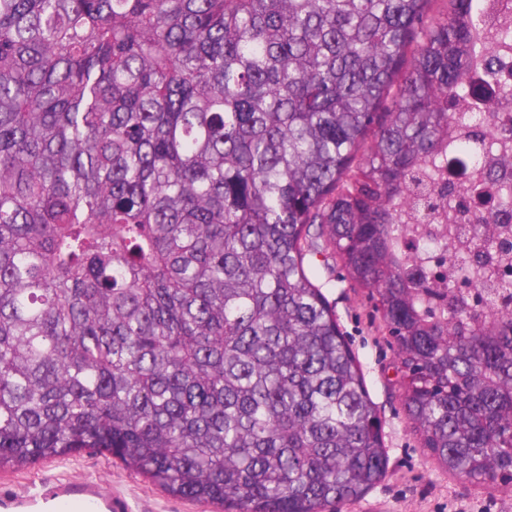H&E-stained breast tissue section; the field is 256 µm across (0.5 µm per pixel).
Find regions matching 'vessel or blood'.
<instances>
[{"mask_svg":"<svg viewBox=\"0 0 512 512\" xmlns=\"http://www.w3.org/2000/svg\"><path fill=\"white\" fill-rule=\"evenodd\" d=\"M111 493L88 481L66 480L0 497V512H115Z\"/></svg>","mask_w":512,"mask_h":512,"instance_id":"vessel-or-blood-1","label":"vessel or blood"}]
</instances>
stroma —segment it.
<instances>
[{"instance_id":"stroma-1","label":"stroma","mask_w":512,"mask_h":512,"mask_svg":"<svg viewBox=\"0 0 512 512\" xmlns=\"http://www.w3.org/2000/svg\"><path fill=\"white\" fill-rule=\"evenodd\" d=\"M316 282L332 306L356 356L367 392L384 419L387 476L364 498L340 512H512V490L460 482L431 453L403 406L404 371L394 338L369 289L350 282L342 263L333 268L314 257ZM88 479L111 492L123 512H218L213 505L170 497L145 477L107 455L82 451L51 463L0 472V494L31 485Z\"/></svg>"}]
</instances>
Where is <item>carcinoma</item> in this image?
Instances as JSON below:
<instances>
[{
  "label": "carcinoma",
  "instance_id": "carcinoma-1",
  "mask_svg": "<svg viewBox=\"0 0 512 512\" xmlns=\"http://www.w3.org/2000/svg\"><path fill=\"white\" fill-rule=\"evenodd\" d=\"M475 0H0V471L91 449L220 512H336L388 469L326 251L466 482L509 468L512 287L428 281ZM491 206L470 243L497 242Z\"/></svg>",
  "mask_w": 512,
  "mask_h": 512
}]
</instances>
